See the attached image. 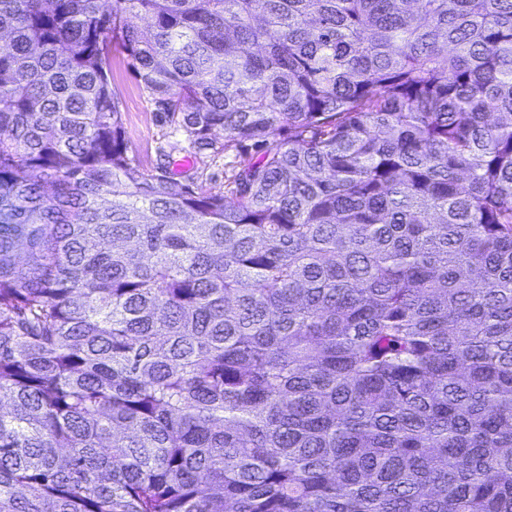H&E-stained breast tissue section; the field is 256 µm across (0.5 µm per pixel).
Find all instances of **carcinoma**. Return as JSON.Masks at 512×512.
I'll use <instances>...</instances> for the list:
<instances>
[{
    "label": "carcinoma",
    "mask_w": 512,
    "mask_h": 512,
    "mask_svg": "<svg viewBox=\"0 0 512 512\" xmlns=\"http://www.w3.org/2000/svg\"><path fill=\"white\" fill-rule=\"evenodd\" d=\"M0 512H512V0H0ZM112 86L118 95L123 112L127 139L137 151L144 166L154 168L158 163H164V157H159L157 148L166 142L182 138L166 133L168 130L162 127L154 113L150 112L141 94L138 79L122 62H117L113 67ZM185 156L190 157V154L184 151H176L173 153L172 158H170L171 162H176L174 165H170V169L177 173L184 172L183 174L173 176V180L178 186L187 183L188 176H190L198 184H202L213 192H224L227 176H230L228 167H224V163L227 161H224V155H219L214 159L206 158L204 163L198 162L195 165L192 164V161H183Z\"/></svg>",
    "instance_id": "1"
}]
</instances>
